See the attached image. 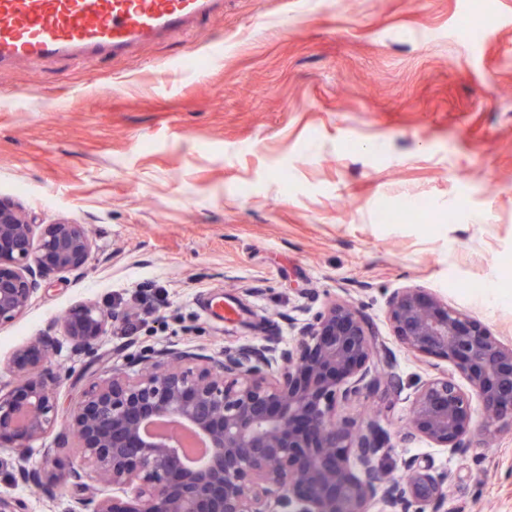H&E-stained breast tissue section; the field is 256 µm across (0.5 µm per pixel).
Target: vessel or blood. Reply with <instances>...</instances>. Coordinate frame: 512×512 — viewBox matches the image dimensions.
Listing matches in <instances>:
<instances>
[{
    "label": "vessel or blood",
    "instance_id": "1",
    "mask_svg": "<svg viewBox=\"0 0 512 512\" xmlns=\"http://www.w3.org/2000/svg\"><path fill=\"white\" fill-rule=\"evenodd\" d=\"M224 0H0V67L123 56L216 14Z\"/></svg>",
    "mask_w": 512,
    "mask_h": 512
}]
</instances>
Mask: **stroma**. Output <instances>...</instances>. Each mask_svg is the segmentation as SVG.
<instances>
[{
    "label": "stroma",
    "mask_w": 512,
    "mask_h": 512,
    "mask_svg": "<svg viewBox=\"0 0 512 512\" xmlns=\"http://www.w3.org/2000/svg\"><path fill=\"white\" fill-rule=\"evenodd\" d=\"M0 199L92 238L81 271L47 272L0 326V390L16 384L4 362L47 334L64 416L146 349L288 344L292 320L349 301L406 384L380 417L387 467L429 458L448 476L441 512H512V429L455 456L401 442L408 382L454 368L387 318L393 291L422 288L512 344V0H224L121 58L2 69ZM218 298L231 318L210 315ZM85 303L115 315L90 355L58 327ZM62 431L0 446V493L69 512L77 456L44 454ZM21 464L40 486L15 481Z\"/></svg>",
    "instance_id": "1"
}]
</instances>
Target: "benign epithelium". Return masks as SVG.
Returning a JSON list of instances; mask_svg holds the SVG:
<instances>
[{
    "label": "benign epithelium",
    "mask_w": 512,
    "mask_h": 512,
    "mask_svg": "<svg viewBox=\"0 0 512 512\" xmlns=\"http://www.w3.org/2000/svg\"><path fill=\"white\" fill-rule=\"evenodd\" d=\"M34 220L0 201V326L19 319L38 291L42 269L77 272L92 241L84 224L58 221L35 237ZM394 336L410 352L448 361L462 378L417 380L404 442L424 439L453 456L473 436L472 398L484 431L512 428V345L422 288H399L387 302ZM112 325L95 304L62 321L76 352L94 348ZM293 342L243 344L224 355L149 351L135 358V377L112 371L93 379L66 416L60 449L79 460L67 476L70 512H439L447 477L416 457L395 476L383 464L389 434L375 417L340 409L363 397L383 399L396 385L385 372L369 316L333 301L292 321ZM48 338L17 350L9 363L14 390L0 392V442L24 447L57 421V375L42 361ZM163 420L206 442L197 466L145 428ZM126 501L91 491L92 477ZM0 512H28L0 494Z\"/></svg>",
    "instance_id": "1"
}]
</instances>
